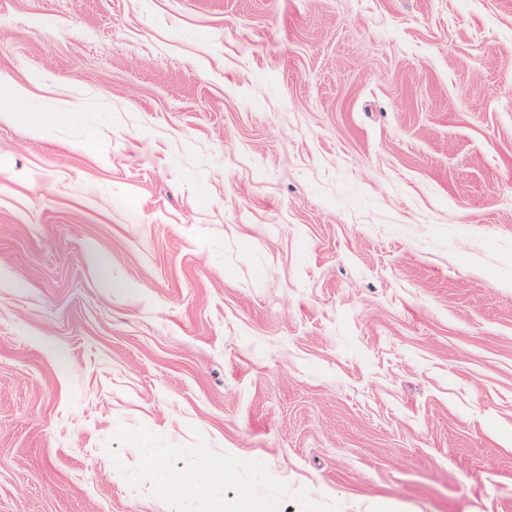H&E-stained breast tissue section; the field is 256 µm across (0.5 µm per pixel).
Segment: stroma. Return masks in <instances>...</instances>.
<instances>
[{"mask_svg": "<svg viewBox=\"0 0 512 512\" xmlns=\"http://www.w3.org/2000/svg\"><path fill=\"white\" fill-rule=\"evenodd\" d=\"M0 71L83 102L0 123V512H512V0H0Z\"/></svg>", "mask_w": 512, "mask_h": 512, "instance_id": "35a3bbf8", "label": "stroma"}]
</instances>
